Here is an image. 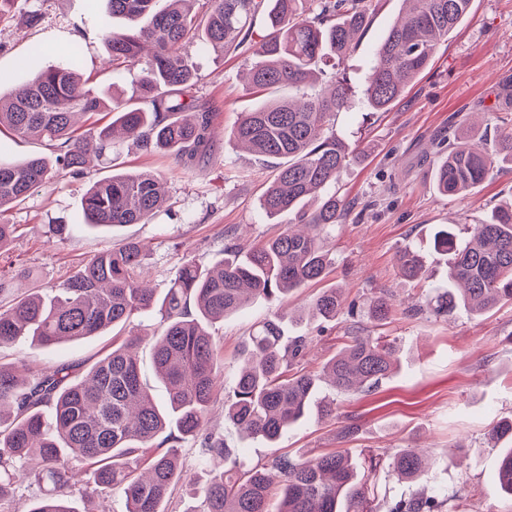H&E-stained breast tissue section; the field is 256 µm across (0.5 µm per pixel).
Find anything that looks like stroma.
Here are the masks:
<instances>
[{
    "instance_id": "35a3bbf8",
    "label": "stroma",
    "mask_w": 512,
    "mask_h": 512,
    "mask_svg": "<svg viewBox=\"0 0 512 512\" xmlns=\"http://www.w3.org/2000/svg\"><path fill=\"white\" fill-rule=\"evenodd\" d=\"M31 10L42 13L40 26L26 28ZM14 17L0 26V93L21 89L35 74L62 63L64 50L79 46L82 77L99 93L131 95L140 67L113 68L106 37L121 27L106 0H14ZM404 12L402 0H379L377 11L345 65L354 90H362L378 45ZM201 80L192 94L215 112L219 150L200 167L186 172L166 156L148 155L131 142H118L111 163L94 162L90 177L62 175L30 194L7 215L19 227L0 257L24 265L30 281L59 287L74 267L94 254L133 238L143 246L144 276L150 286L166 288L184 258L205 266L219 263L225 247L248 246L287 228L291 217L268 219L259 198L275 168L229 141L242 113L262 102L287 97V89L248 90L244 81L252 57L239 50L221 53L195 43L187 50ZM466 119L471 140L492 148L497 131L512 130V0H473L468 17L438 50L433 62L388 111L338 112L336 134L356 149L337 186L354 208L345 223L325 235L334 264L323 283H313L274 301L257 300L212 326L224 348V383L232 385L242 342L265 320L278 317L286 335L312 336L302 370L317 369L352 335L384 336L397 342L398 370L370 395L336 396V417L309 419L275 446L243 438L224 420V402L209 408L208 426L247 462H271L288 454L307 457L329 450L354 449L357 456L392 454L424 448L433 478L447 487L449 512H512L497 480L503 448L488 432L501 418L512 417V304L473 317L460 310L451 317L430 312L427 301L448 286L450 257L433 248L437 225L464 232L486 220L498 205L512 200V167L463 198L441 195L434 183V135L447 131L453 115ZM150 170L167 187L165 208L141 224L114 230L85 225L82 198L90 178L113 170ZM66 224L64 241H50L48 227ZM424 257L423 277L399 276L395 262L406 249ZM339 288L358 304L356 315L340 313L331 321L297 322L294 311L322 288ZM388 294L397 314L376 327L365 303ZM142 376L157 402L166 389L151 360L152 342L161 332L160 315L140 314ZM112 331L76 343L51 347L20 341L0 347V362L26 356L32 369L98 359L112 346Z\"/></svg>"
}]
</instances>
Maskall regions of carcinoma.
<instances>
[{"mask_svg":"<svg viewBox=\"0 0 512 512\" xmlns=\"http://www.w3.org/2000/svg\"><path fill=\"white\" fill-rule=\"evenodd\" d=\"M107 2L114 17L146 20L136 30L107 36L113 66H143L138 103L85 87L78 46L69 49L67 62L38 72L13 95L0 96V127L44 141L55 153L53 166L42 155L0 162V248L17 231L5 220L15 204L62 172L86 175L91 154L112 162L119 134L135 137L145 153L173 157L184 171L211 157L217 149L213 113L189 95L197 73L185 48L198 38L215 51L242 47L241 33L259 13L265 33L245 45L254 58L248 73L252 88L288 86L303 92L326 69L333 70L331 90L269 101L243 113L229 135L254 154L277 161L260 197L265 213H291L308 231L287 228L259 247L232 249L214 266L186 258L161 295L141 284L143 254L133 239L98 253L58 288L10 299L0 275V345L25 337L42 346L79 342L159 309L162 330L152 355L167 391L161 406L147 393L132 331L81 376L70 364L46 372L30 370L23 359L0 364V512H9L6 498L32 480L48 490L28 512H76L70 493L77 463L91 472L92 493L122 495L125 512H164L163 504L180 484L192 487L196 506L189 512H373L380 473L409 484L430 480L427 457L417 448L361 460L346 449L311 458L280 456L268 467H247L206 425L224 367L223 346L210 327L251 300L286 295L324 279L333 264L323 233L345 222L349 204L322 190L338 182L354 154L330 124L352 102L341 66L372 21L377 0H207L202 16L191 8L196 0H167L162 9L157 0ZM403 2L409 9L377 48L361 91V102L374 112H386L400 99L472 6V0ZM435 148V183L448 197L473 191L497 164L512 163L511 132L500 135L489 153L450 128ZM165 203L163 181L153 172L116 171L90 181L82 209L86 225L111 229L139 224ZM433 246L451 254L448 280L456 284L430 299L435 314L448 317L462 308L479 316L512 303V204L496 207L491 218L468 227L462 240L446 226L436 228ZM397 267L402 277L417 279L423 256L406 249ZM343 309L340 292L325 288L298 320L330 321ZM392 309L389 299L373 298L368 316L380 325ZM308 344L307 336L284 335L277 319L253 331L224 396V420L248 437L275 444L311 415L336 417V401L319 398L320 382L341 393H369L399 361L395 342L351 336L319 372H292ZM189 441L197 465L221 457L227 468L195 481L178 458V448ZM164 446L168 450L160 451ZM497 477L512 497V448ZM447 505L448 490L434 484L394 501L389 512H445Z\"/></svg>","mask_w":512,"mask_h":512,"instance_id":"cac0c4a2","label":"carcinoma"}]
</instances>
